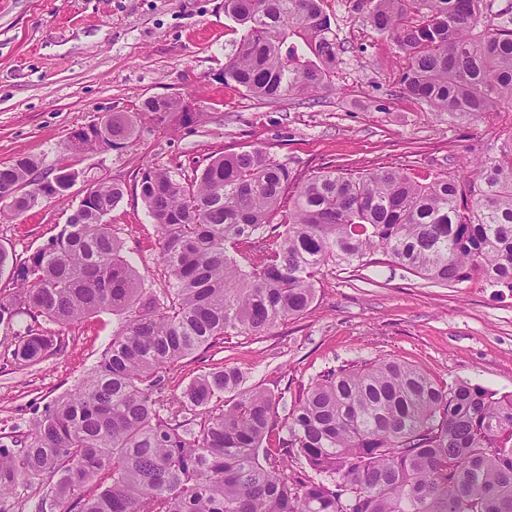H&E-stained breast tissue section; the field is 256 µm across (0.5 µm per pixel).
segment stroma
<instances>
[{
	"label": "stroma",
	"instance_id": "obj_1",
	"mask_svg": "<svg viewBox=\"0 0 512 512\" xmlns=\"http://www.w3.org/2000/svg\"><path fill=\"white\" fill-rule=\"evenodd\" d=\"M355 2H322L343 57L332 90L262 105L224 83L240 37L224 0H0V164L28 155L43 175L62 164L79 173L64 199L0 220V248L24 257L46 245L87 180L112 179L126 191L109 220L128 261L159 290L168 277L163 240L140 197L147 168L189 172L209 157L262 147L299 177L338 166L426 176L459 170L512 132V112L475 120L406 95L404 60ZM153 96L182 98L205 119L159 127L139 112ZM113 112L136 115L132 145L68 152L78 131ZM118 324L100 313L56 327L64 347L30 368L8 360L12 339L0 331V434L28 431L46 403L96 364ZM375 360L413 365L441 383L512 393V296L477 283L435 286L397 265H331L304 315L198 351L168 370L165 389L177 395L200 373L234 367L247 385L290 402L326 369Z\"/></svg>",
	"mask_w": 512,
	"mask_h": 512
}]
</instances>
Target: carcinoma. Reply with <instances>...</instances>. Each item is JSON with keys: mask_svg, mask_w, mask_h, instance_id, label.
Here are the masks:
<instances>
[{"mask_svg": "<svg viewBox=\"0 0 512 512\" xmlns=\"http://www.w3.org/2000/svg\"><path fill=\"white\" fill-rule=\"evenodd\" d=\"M407 66L405 93L475 119L512 111V8L491 0H359ZM241 28L224 84L264 104L331 87L340 53L321 0H224ZM179 101L147 99L159 124ZM134 117L109 116L69 145L119 149ZM35 159L0 165L3 215L64 195L78 173L37 180ZM140 196L163 236L171 287H145L108 216L122 184L98 181L48 244L0 250V330L12 361L33 366L60 337L38 318L79 323L129 314L94 366L46 404L30 431L0 441V512L13 491L35 512H512V394L440 384L397 361L322 372L278 420L281 398L220 367L183 387L173 410L165 373L234 333L261 335L303 315L328 264L395 263L455 287L512 292V133L473 170L419 179L381 166L295 181L262 148L214 157L192 173L142 172ZM294 189L288 209L282 198ZM279 221H274L275 217ZM32 323L24 331L20 316ZM281 426L277 449L267 440ZM309 470L290 476L288 461Z\"/></svg>", "mask_w": 512, "mask_h": 512, "instance_id": "obj_1", "label": "carcinoma"}]
</instances>
